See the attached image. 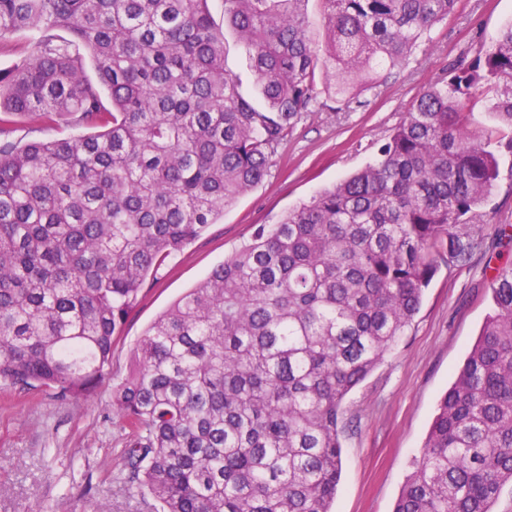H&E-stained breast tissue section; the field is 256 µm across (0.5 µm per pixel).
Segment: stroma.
<instances>
[{"label":"stroma","mask_w":512,"mask_h":512,"mask_svg":"<svg viewBox=\"0 0 512 512\" xmlns=\"http://www.w3.org/2000/svg\"><path fill=\"white\" fill-rule=\"evenodd\" d=\"M512 21V0H458L401 67L385 68L376 87L346 103L326 93L272 158L263 182L170 258L140 293L94 397L61 398L0 382V512H148L114 476L128 432L112 409V388L127 375L148 326L263 224L376 159L419 93L472 61ZM512 134L496 145L499 178L473 224L482 254L460 266L439 261L419 312L377 368L345 399L342 475L332 512H392L423 451L439 400L492 312L496 267L512 263L501 233L512 225Z\"/></svg>","instance_id":"1"}]
</instances>
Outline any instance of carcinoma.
<instances>
[{"instance_id": "obj_1", "label": "carcinoma", "mask_w": 512, "mask_h": 512, "mask_svg": "<svg viewBox=\"0 0 512 512\" xmlns=\"http://www.w3.org/2000/svg\"><path fill=\"white\" fill-rule=\"evenodd\" d=\"M0 0V135L36 115L87 132L0 141V380L90 398L147 280L265 178L316 98L351 101L457 0ZM245 48L258 96L224 68ZM91 63L97 81L85 74ZM512 131V22L422 90L377 159L290 209L160 314L112 409L118 473L153 512H331L346 396L418 313L433 251L465 264L499 177L467 121ZM441 398L393 512H491L512 481V266ZM306 10L313 23L311 27V37L321 46L324 40V18L327 13L325 0H309L306 5ZM490 105L489 96L483 95L477 97L472 102V113L470 114V123L472 128L490 132L497 128L490 114L488 107Z\"/></svg>"}]
</instances>
